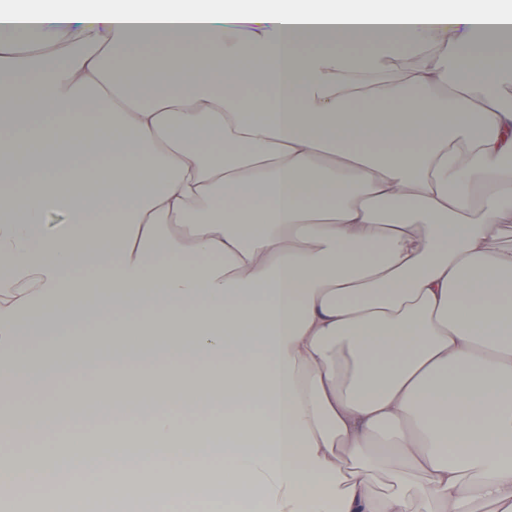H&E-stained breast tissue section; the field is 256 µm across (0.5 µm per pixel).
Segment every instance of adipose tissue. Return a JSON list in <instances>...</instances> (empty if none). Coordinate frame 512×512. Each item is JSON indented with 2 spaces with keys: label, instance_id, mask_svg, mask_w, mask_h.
I'll list each match as a JSON object with an SVG mask.
<instances>
[{
  "label": "adipose tissue",
  "instance_id": "adipose-tissue-1",
  "mask_svg": "<svg viewBox=\"0 0 512 512\" xmlns=\"http://www.w3.org/2000/svg\"><path fill=\"white\" fill-rule=\"evenodd\" d=\"M510 30L505 0L0 13V393L106 315L169 339L167 405L113 427L139 470L82 456L65 499L163 497L220 443L229 464L194 478L253 512H512ZM217 383L223 417L188 429ZM63 463L4 455L0 481Z\"/></svg>",
  "mask_w": 512,
  "mask_h": 512
}]
</instances>
